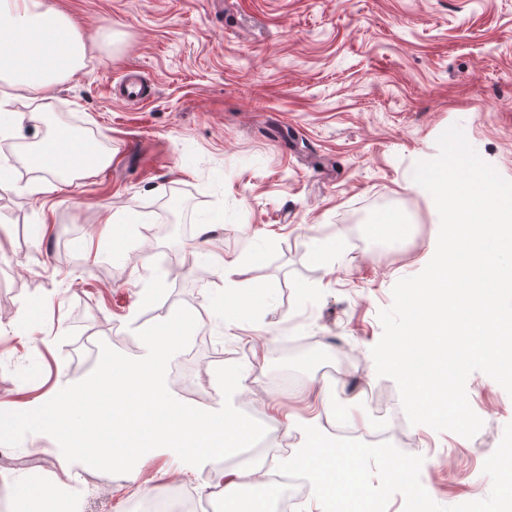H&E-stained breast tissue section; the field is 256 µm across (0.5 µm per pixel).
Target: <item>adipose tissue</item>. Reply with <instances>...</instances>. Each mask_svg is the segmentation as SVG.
Here are the masks:
<instances>
[{
  "label": "adipose tissue",
  "instance_id": "1",
  "mask_svg": "<svg viewBox=\"0 0 512 512\" xmlns=\"http://www.w3.org/2000/svg\"><path fill=\"white\" fill-rule=\"evenodd\" d=\"M87 47L76 20L65 12L49 6L46 0H0V81L9 86L0 95V135L14 134L32 139L35 149L24 156L23 164L43 172L44 180L27 187L31 194H49L58 185L71 183L77 170L76 155L86 158V169H98L111 162L109 155L96 147L80 144L64 127L45 131L43 116L37 112H19L12 108L14 98L29 102L52 99L57 86L83 65ZM224 292L219 307L224 319L235 324L248 320L263 302L265 292L247 289L235 281L237 261L221 260ZM262 464L226 473L224 498L234 504L235 512H264V501L241 496L244 484H263L266 499L281 496L282 488L262 480ZM13 512H72L65 496L50 495L39 483L21 488L15 497Z\"/></svg>",
  "mask_w": 512,
  "mask_h": 512
}]
</instances>
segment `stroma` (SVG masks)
Masks as SVG:
<instances>
[{
    "instance_id": "35a3bbf8",
    "label": "stroma",
    "mask_w": 512,
    "mask_h": 512,
    "mask_svg": "<svg viewBox=\"0 0 512 512\" xmlns=\"http://www.w3.org/2000/svg\"><path fill=\"white\" fill-rule=\"evenodd\" d=\"M88 38L83 69L42 112L111 155L49 195L21 188L40 172L13 168L0 188V403L17 412L84 379L98 342L140 357L133 330L178 306L201 322L173 358L167 387L178 400L219 406L211 374L247 371L234 406L274 397L279 418L309 417L322 368L353 356L372 390L396 401L394 380L371 355L392 289L435 253L436 207L413 179L438 154L437 138L459 124L478 155L512 181V0H52ZM137 79L145 102L114 97ZM411 233L400 256L378 251L367 227L382 211ZM132 217L131 243L113 258L110 214ZM149 223H138L140 215ZM206 216L223 225L198 235ZM340 241L329 264L323 243ZM261 262H250L254 251ZM239 259L236 279L268 288L271 305L243 328L226 327L217 299L224 280L199 252ZM158 284L153 302L141 288ZM48 306L31 313V305ZM189 365L196 383L182 386ZM296 385L276 384L284 372ZM263 391H255L258 379ZM482 419L473 438L406 426L393 444L423 456L420 481L453 506L485 498L486 449L512 422V395L482 372L466 382ZM32 433L0 455V512L16 487L68 486L76 512H129L131 503L178 483L195 512H218L229 461L193 477L143 456L135 480L59 457Z\"/></svg>"
}]
</instances>
